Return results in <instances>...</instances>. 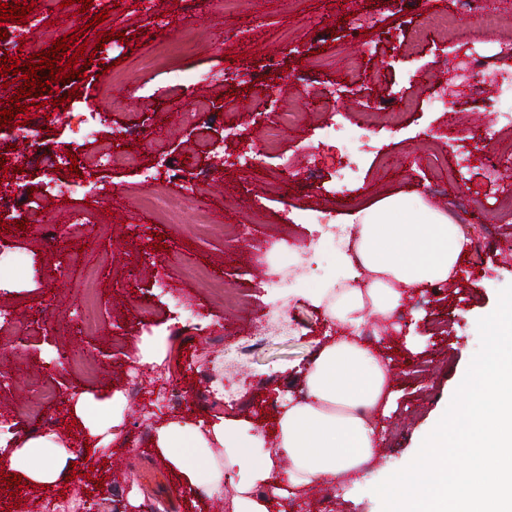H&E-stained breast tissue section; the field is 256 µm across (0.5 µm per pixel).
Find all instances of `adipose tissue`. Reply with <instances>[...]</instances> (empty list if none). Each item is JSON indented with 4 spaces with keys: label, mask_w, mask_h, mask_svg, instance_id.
I'll return each instance as SVG.
<instances>
[{
    "label": "adipose tissue",
    "mask_w": 512,
    "mask_h": 512,
    "mask_svg": "<svg viewBox=\"0 0 512 512\" xmlns=\"http://www.w3.org/2000/svg\"><path fill=\"white\" fill-rule=\"evenodd\" d=\"M357 225L353 243L367 272L364 287L337 288L324 282L310 292L316 305L340 326L336 340L321 347L305 376V397L285 406L274 429L278 442L249 432L234 419L215 415L199 424L192 415L159 422L153 450L176 484L196 496L223 493L232 484V512H282L288 496L361 471L377 446L376 420L393 394L390 359L359 340L365 313L392 319L408 297L451 281L465 252L464 229L419 195L387 189L350 213ZM125 398L113 393L100 402L85 391L69 410L85 441L104 444L123 421ZM292 466L281 470L280 456ZM84 452L61 442L56 428L15 442L0 456V472H20L26 486L51 487L73 474Z\"/></svg>",
    "instance_id": "ef3b65f1"
}]
</instances>
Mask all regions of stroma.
Listing matches in <instances>:
<instances>
[{
  "instance_id": "stroma-1",
  "label": "stroma",
  "mask_w": 512,
  "mask_h": 512,
  "mask_svg": "<svg viewBox=\"0 0 512 512\" xmlns=\"http://www.w3.org/2000/svg\"><path fill=\"white\" fill-rule=\"evenodd\" d=\"M111 11L99 27L75 4L35 27L25 19L0 21V30L18 36L23 56L70 35L94 54L78 84H50L40 108L22 98L17 123L0 128V193L34 191L42 198L37 213L18 208L25 228L0 225V243L28 268L42 267L50 255L59 263L38 282L23 280L0 294V308L15 320L0 328V422L16 437L36 434L68 424L74 390L103 400L134 381L153 392L156 407L126 403L118 442L89 453L91 475L18 497L2 491L0 512H45L48 503L56 512H212V499L193 500L170 475L141 480L154 466L155 423L192 410L201 418L239 419L264 435L273 429L286 400L304 396L299 380L313 354L339 331L306 297L323 280L346 279L322 226L386 186L485 226L486 240L464 258L458 281L413 294L394 328L366 315L364 341L393 363L394 397L379 419L378 449L363 476L288 500V512H382L374 486L413 460L479 348L478 319L512 283V212L485 224L478 204L494 193L489 180L475 168L448 176L459 152L512 154V141L498 136L512 122V100L490 110L475 93L426 106L441 87L423 72L459 50L439 20L451 16L463 29L471 16L449 12L448 0H397L390 9L382 0H118ZM371 16L379 30L368 25ZM111 29L124 40H111L107 55L95 54L100 31ZM354 58L361 70L347 68ZM211 70L230 78L195 84ZM375 70L382 79L370 80ZM300 74L311 77L310 94H303ZM71 90L76 98L61 105ZM201 94L208 114L181 124L178 112ZM383 105L400 111L398 123H368L369 112ZM76 111L94 114V135L81 136ZM281 112L298 119L265 146V130ZM333 123L366 129L353 155L329 134ZM131 127L138 136H126ZM228 127L240 136L225 137ZM151 131L166 142L165 167L145 147ZM27 132L35 142L24 140ZM119 146L138 153L137 166L100 165V156ZM260 148L263 166L248 167L246 158ZM69 153L77 157L73 171L59 163ZM351 159L360 168V189L342 196L340 170ZM17 167L25 174L20 183ZM187 167L194 181L172 177ZM78 178L112 192L57 200L55 184ZM159 191L171 211L209 222L208 237L197 239L189 226L166 223L148 208L146 198ZM77 211L88 218L84 233L50 238V229L70 223ZM282 239L307 259L304 273L288 280L270 275L283 259L272 245ZM159 277L166 288L155 286ZM42 299L51 305L45 326L34 313ZM145 308L157 312L152 323L141 320ZM160 330L169 334L161 367L137 365L142 338ZM62 348L76 361L59 363ZM38 385L51 387L52 396L36 394ZM174 389L180 398H171Z\"/></svg>"
}]
</instances>
